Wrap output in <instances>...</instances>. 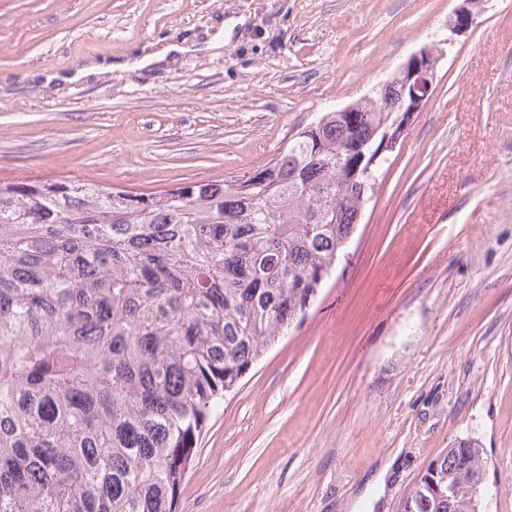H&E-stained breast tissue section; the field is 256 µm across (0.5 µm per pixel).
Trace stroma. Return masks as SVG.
Masks as SVG:
<instances>
[{
	"mask_svg": "<svg viewBox=\"0 0 512 512\" xmlns=\"http://www.w3.org/2000/svg\"><path fill=\"white\" fill-rule=\"evenodd\" d=\"M454 0H0V180H230L441 36ZM176 45L166 63H146ZM304 319L207 422L180 512H397L481 441L512 512V0L441 62Z\"/></svg>",
	"mask_w": 512,
	"mask_h": 512,
	"instance_id": "obj_1",
	"label": "stroma"
}]
</instances>
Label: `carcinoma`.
Instances as JSON below:
<instances>
[{
	"label": "carcinoma",
	"instance_id": "1",
	"mask_svg": "<svg viewBox=\"0 0 512 512\" xmlns=\"http://www.w3.org/2000/svg\"><path fill=\"white\" fill-rule=\"evenodd\" d=\"M326 112L229 181L133 193L0 181V512H178L212 413L314 301L396 113ZM478 439L431 459L398 512H482Z\"/></svg>",
	"mask_w": 512,
	"mask_h": 512
}]
</instances>
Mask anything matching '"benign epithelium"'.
<instances>
[{"mask_svg": "<svg viewBox=\"0 0 512 512\" xmlns=\"http://www.w3.org/2000/svg\"><path fill=\"white\" fill-rule=\"evenodd\" d=\"M458 2L446 25V36L412 52L393 74L375 87L382 100L398 96L394 107L398 115L394 124L384 131L376 148L361 150L358 167L368 172L375 166H382L389 161V156L401 148L414 116L425 109L433 95L438 67L447 57L448 47L473 25L476 17L485 10L487 0Z\"/></svg>", "mask_w": 512, "mask_h": 512, "instance_id": "7a95c632", "label": "benign epithelium"}]
</instances>
